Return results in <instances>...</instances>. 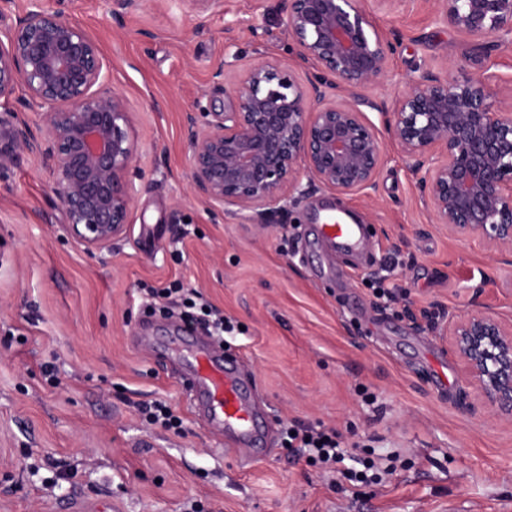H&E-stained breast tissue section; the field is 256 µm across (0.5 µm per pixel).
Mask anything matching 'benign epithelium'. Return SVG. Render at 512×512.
Instances as JSON below:
<instances>
[{"mask_svg": "<svg viewBox=\"0 0 512 512\" xmlns=\"http://www.w3.org/2000/svg\"><path fill=\"white\" fill-rule=\"evenodd\" d=\"M203 17L223 0H181ZM122 19L142 0H109ZM288 37L313 64L305 78L280 58L250 65L218 110L188 112L184 135L193 196L215 214L274 224L308 190L338 195L376 188L382 137L364 118L385 116L387 138L413 161L434 223L458 238L478 237L512 254V103L495 76L463 80L431 71L411 84L392 112L363 90L384 78L399 35L378 33L359 0H281ZM439 17L479 39L512 33V0H435ZM23 88V99L15 97ZM339 98L327 100L328 91ZM43 108L32 121L23 109ZM125 96L110 85L98 44L62 13L27 0L0 32V175L23 153L53 171L68 234L92 252L109 248L133 218L137 155ZM448 342L478 396L512 418V323L481 311L448 318Z\"/></svg>", "mask_w": 512, "mask_h": 512, "instance_id": "7a95c632", "label": "benign epithelium"}]
</instances>
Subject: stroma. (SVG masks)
I'll list each match as a JSON object with an SVG mask.
<instances>
[{
  "label": "stroma",
  "mask_w": 512,
  "mask_h": 512,
  "mask_svg": "<svg viewBox=\"0 0 512 512\" xmlns=\"http://www.w3.org/2000/svg\"><path fill=\"white\" fill-rule=\"evenodd\" d=\"M89 32L134 118V221L109 250L89 253L63 227L52 173L23 154L0 177V512H512V421L464 408L467 375L428 316L479 309L512 322V262L480 238L434 224L395 145L371 195L312 189L284 224L211 215L192 195L183 137L198 101H223L240 72L287 58L280 0H224L206 19L178 0H145L114 21L103 0H48ZM363 5L401 45L365 94L393 107L430 70L465 79L490 70L512 88V34L478 47L436 14L432 0ZM238 56L223 88L220 62ZM347 208L367 228L353 254L318 237L319 208ZM184 221L172 226L174 210ZM178 282L223 311L236 330L226 352L254 381L271 434L251 460L227 452L189 405L174 361L137 347L160 330L144 289ZM394 301L376 299V287ZM53 365L46 375L45 365ZM171 404L176 434L138 407ZM336 428L346 444L398 456L396 473L353 493L284 447V424Z\"/></svg>",
  "instance_id": "35a3bbf8"
}]
</instances>
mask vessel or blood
<instances>
[{
    "mask_svg": "<svg viewBox=\"0 0 512 512\" xmlns=\"http://www.w3.org/2000/svg\"><path fill=\"white\" fill-rule=\"evenodd\" d=\"M320 231L331 248L347 253L362 240L361 225L351 223L346 213L328 217ZM179 362L186 394L208 426L234 441L243 455L255 457L265 422L251 401L252 380L242 363L225 358L223 349L203 336L194 337Z\"/></svg>",
    "mask_w": 512,
    "mask_h": 512,
    "instance_id": "obj_1",
    "label": "vessel or blood"
}]
</instances>
